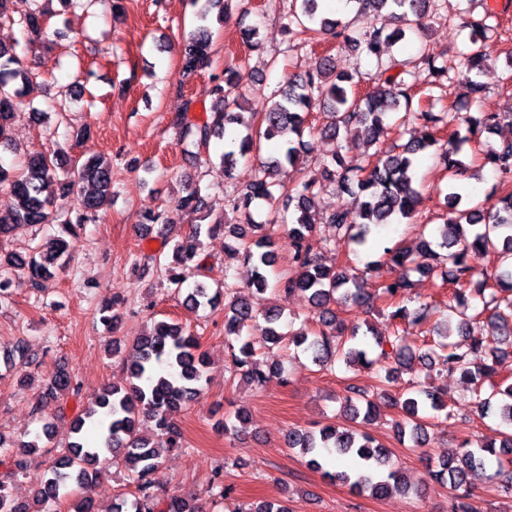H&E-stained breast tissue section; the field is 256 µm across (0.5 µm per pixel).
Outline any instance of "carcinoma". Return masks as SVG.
I'll use <instances>...</instances> for the list:
<instances>
[{"mask_svg":"<svg viewBox=\"0 0 512 512\" xmlns=\"http://www.w3.org/2000/svg\"><path fill=\"white\" fill-rule=\"evenodd\" d=\"M232 2L193 0L199 5L197 16L201 21L215 8L222 16L228 14ZM318 2L293 0L299 9L288 13L285 27H299L306 42L330 35L345 47L378 58L387 46L403 40L406 33L425 31V19L433 12L437 0H356L362 9L388 11L395 25L390 33L376 29L359 37L348 33L349 24L321 13ZM9 3L10 0H0V20L16 21L28 35L42 36L44 11L36 7L16 20ZM212 42V32L203 24L183 37L178 46L180 83L212 67ZM419 53L429 77L428 85H439L448 79L450 67L436 65L440 55L430 51L424 42ZM458 64L479 76L490 66V58L480 50L461 52ZM395 67V63L383 67L377 87L361 96L353 88V76L323 58L305 74L290 75L279 84L271 105L261 113L257 129L244 123L237 112L244 87L242 70L228 66L223 73L210 75L206 90L212 99L210 115L201 123L190 120L186 112L177 115L174 124L183 137L207 143L213 136L222 137L229 129L243 127L245 134L238 140L231 139V149L221 155L227 173L236 165V156L245 157L261 150L263 141L281 146V152L260 162L255 178L227 200L233 222L194 224L185 238L175 243L173 262L164 265L167 280L172 294H181L190 272L199 268L202 237L224 233L228 239L226 248L241 258L250 272L244 285L248 294L241 293L235 276L226 272L224 288L212 292L198 282L185 297L184 304L194 310L213 309L221 298L228 299L224 304V336L240 342L238 353L233 355L235 372L260 389L267 375L254 360L255 342L243 337V331L256 325L261 317L265 322L261 328L263 341L277 344L283 339L280 326L284 309L270 302L263 306L261 301L269 291L266 269L278 259L277 228L288 224L286 238L295 270L282 277L274 291L285 295L295 291L309 294L317 315V329H309L304 322L288 332V343L311 353L312 363L321 368L337 360L343 361L347 368L377 367L378 388L383 392L397 384L402 369L415 360L430 370H437L440 376L459 374L468 385L478 414L488 416L492 402H497L498 417L506 430L501 432L502 440L497 444L483 442L439 461L431 475L457 491L467 485L470 472L484 468L493 460L501 491L505 497L512 498V381L499 384L487 395L482 392V380L495 372L499 361L512 354V141L490 145L485 152L486 163L497 177L485 200L474 201L470 190L456 182L468 171L458 159L463 144L477 132H493L505 118L512 120V106L498 113L475 112L463 127L457 123L456 112L437 116L416 111L410 90L420 80L421 73L408 70L389 73ZM38 77L33 59L18 53L13 46L0 44V147L8 146V131L16 116L18 100ZM316 108L325 117V123L318 129L309 123ZM396 113L403 114L405 119L424 118L433 126L424 137L404 144L398 153L375 152L367 159L349 161L335 155L329 165L323 163L310 171L299 169L297 181L291 184L276 178L278 171L286 166H298L300 156L308 151L304 133L343 135L361 140L370 148L393 129L388 119ZM439 123L448 127V138L438 137ZM430 149L453 179L445 197V219L437 229L436 239H424L414 247L383 248L387 260L399 274L381 284L374 293L363 288L361 277L349 269L322 263L313 243L317 224L312 212L316 211L325 188L332 184L337 191L348 195L357 193L363 200L354 214L345 207L322 214V224L331 231L322 244L339 246L351 242L364 246L369 242L372 227L395 219L414 221L422 195L413 171L420 155ZM0 186L7 188L13 200L8 214L0 215V239L18 224H61L60 234L32 248L25 257L0 251L1 303L9 296L15 275H26L37 288L42 279L66 266L69 244L63 235H75L86 224L99 220L112 203V159L94 154L72 168L68 154L61 148L34 153L26 156L18 169L0 163ZM280 200L284 211L292 212V221H287L276 206ZM257 201L270 205L268 218L262 224L252 218L251 208ZM204 208L201 187L186 188L178 209L197 213ZM491 250L500 252L501 266L488 273L479 269L478 260ZM413 272L431 279L439 287L454 285L450 299L456 305L448 306V310L456 315L458 335L469 342L452 340L447 330L421 347L412 350L406 346V329H422L434 316L426 303L408 307L409 291L414 286L410 279ZM471 297L482 302L483 310L490 311V317L500 323L503 335L491 342L473 335L476 316L468 314ZM378 301L382 307L391 309V318L398 321L396 328L384 338L370 325L363 333L357 326L348 327L347 321L333 309L337 304L349 311L363 308L371 311ZM121 302L123 299L117 295L112 298V304L100 309L102 323L114 331L121 322L114 306ZM361 334L371 335L372 342H359ZM481 352L491 358V363L474 361V356ZM112 354L122 355L128 384L104 386L87 400L71 422L65 451L44 472L42 487L35 489L33 500L27 504H16L14 484L19 477L29 474L32 456L41 448L39 439L7 447L0 437V465L6 466L0 473V512H53L62 499L72 502L71 512H98L90 499L75 498V491L95 478L100 465L107 460L137 473L138 481L133 497L126 493L116 495L106 512H202L195 498L177 494L160 496L151 478L159 469L164 449L181 443L182 434L174 415L202 393L206 359L198 338L178 321L160 320L127 347L122 349L112 344ZM3 362L9 373L22 370L28 364L25 347L16 345L4 354ZM69 397L82 399V385L70 373L58 371L40 385L34 411L42 413L53 404L56 413L61 414L63 401ZM388 400L400 408V419L394 422L395 431L401 437L409 436L416 447L426 441L428 419L448 408L439 388L414 380L408 381L400 396L390 395ZM344 410L354 421L360 418L367 422L378 414L377 404L367 391L356 386L348 387ZM142 420L154 423L158 441L150 443L140 436L138 425ZM287 444L299 450L307 466L315 471L322 469L324 449L332 448L338 456L353 458L355 466L351 471H326L324 476L342 481L358 494L383 498L410 489L401 470L391 463V450L366 432L340 431L333 425L316 432L293 430L288 432ZM238 512H288V509L277 500H265L248 508L240 507Z\"/></svg>","mask_w":512,"mask_h":512,"instance_id":"1","label":"carcinoma"}]
</instances>
